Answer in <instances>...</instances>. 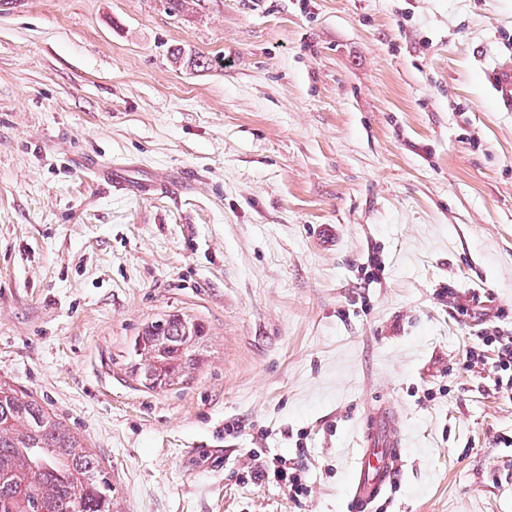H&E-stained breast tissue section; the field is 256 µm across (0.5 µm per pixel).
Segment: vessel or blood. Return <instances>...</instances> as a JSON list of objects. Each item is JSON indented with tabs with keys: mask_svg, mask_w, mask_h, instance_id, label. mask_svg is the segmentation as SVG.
I'll list each match as a JSON object with an SVG mask.
<instances>
[{
	"mask_svg": "<svg viewBox=\"0 0 512 512\" xmlns=\"http://www.w3.org/2000/svg\"><path fill=\"white\" fill-rule=\"evenodd\" d=\"M90 167L95 170L99 180L113 184L133 197L173 188L172 182L163 177L150 181L132 179L127 169L117 164L102 165L94 161ZM402 445V434L390 430L389 414L376 413L358 442V451L347 484V494L357 512H366L392 484L399 470Z\"/></svg>",
	"mask_w": 512,
	"mask_h": 512,
	"instance_id": "b4317fda",
	"label": "vessel or blood"
}]
</instances>
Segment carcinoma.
<instances>
[{"mask_svg": "<svg viewBox=\"0 0 512 512\" xmlns=\"http://www.w3.org/2000/svg\"><path fill=\"white\" fill-rule=\"evenodd\" d=\"M203 324L168 314L134 338L132 373L148 389L183 381L202 363ZM99 457L30 394L0 379V512H112Z\"/></svg>", "mask_w": 512, "mask_h": 512, "instance_id": "carcinoma-1", "label": "carcinoma"}]
</instances>
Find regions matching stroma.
Masks as SVG:
<instances>
[{
    "mask_svg": "<svg viewBox=\"0 0 512 512\" xmlns=\"http://www.w3.org/2000/svg\"><path fill=\"white\" fill-rule=\"evenodd\" d=\"M498 63L512 0L0 6V376L95 450L118 512H354L381 404L405 442L376 512H512V390L497 345L470 355L512 338ZM94 159L187 187L131 197ZM173 313L204 362L150 390L129 348ZM275 458L306 495L252 483ZM496 336L499 335H489V333L487 332L475 336V341L472 346V356L474 357L473 350L479 349L480 346L488 345V343L491 342L493 339V341H497L500 345L498 349L500 369L502 371H512V340H510L509 338H507L506 340H498Z\"/></svg>",
    "mask_w": 512,
    "mask_h": 512,
    "instance_id": "obj_1",
    "label": "stroma"
}]
</instances>
